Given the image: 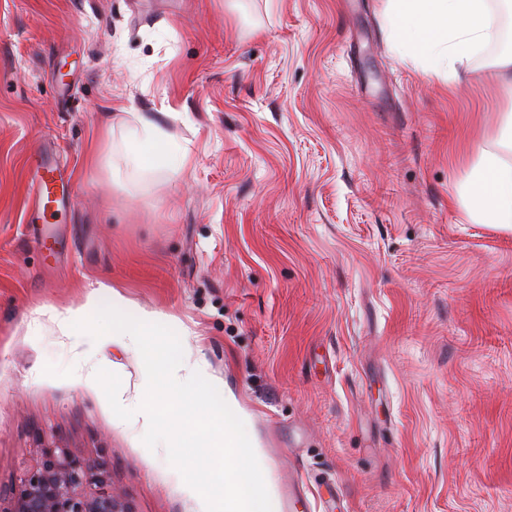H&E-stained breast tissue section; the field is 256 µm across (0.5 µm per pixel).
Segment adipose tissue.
<instances>
[{
    "label": "adipose tissue",
    "mask_w": 512,
    "mask_h": 512,
    "mask_svg": "<svg viewBox=\"0 0 512 512\" xmlns=\"http://www.w3.org/2000/svg\"><path fill=\"white\" fill-rule=\"evenodd\" d=\"M387 16L396 45L416 49L435 71H454L475 48L495 38L497 27L486 0H387ZM113 122L125 125L129 165L144 161L163 165L173 159L167 134L137 112H116ZM466 176L458 197L480 224H512V166L486 150H469Z\"/></svg>",
    "instance_id": "ef3b65f1"
}]
</instances>
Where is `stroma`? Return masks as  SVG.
I'll return each instance as SVG.
<instances>
[{"mask_svg":"<svg viewBox=\"0 0 512 512\" xmlns=\"http://www.w3.org/2000/svg\"><path fill=\"white\" fill-rule=\"evenodd\" d=\"M384 7L0 0V512L43 446L132 512H206L83 379L138 396L140 353L57 319L116 289L176 318L296 512H512V229L455 203L470 143L512 165V86L492 42L450 83L399 55ZM123 108L189 163L127 166ZM40 155L61 205L32 225Z\"/></svg>","mask_w":512,"mask_h":512,"instance_id":"obj_1","label":"stroma"}]
</instances>
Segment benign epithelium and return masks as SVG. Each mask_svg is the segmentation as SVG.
Masks as SVG:
<instances>
[{"mask_svg":"<svg viewBox=\"0 0 512 512\" xmlns=\"http://www.w3.org/2000/svg\"><path fill=\"white\" fill-rule=\"evenodd\" d=\"M9 512H130L112 491L102 463H91L66 448H39L13 493Z\"/></svg>","mask_w":512,"mask_h":512,"instance_id":"7a95c632","label":"benign epithelium"}]
</instances>
